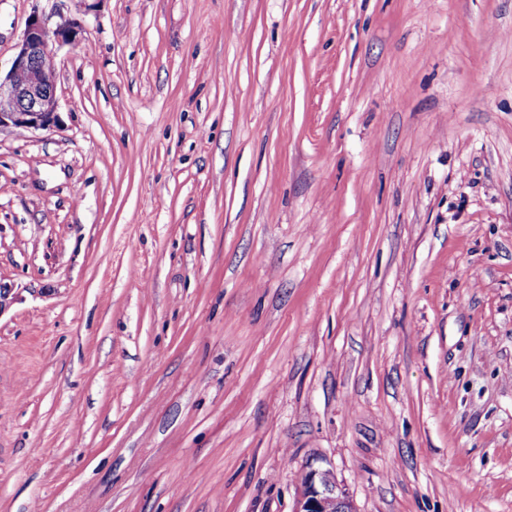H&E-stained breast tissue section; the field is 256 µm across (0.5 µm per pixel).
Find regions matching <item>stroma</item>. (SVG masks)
Here are the masks:
<instances>
[{"label": "stroma", "mask_w": 512, "mask_h": 512, "mask_svg": "<svg viewBox=\"0 0 512 512\" xmlns=\"http://www.w3.org/2000/svg\"><path fill=\"white\" fill-rule=\"evenodd\" d=\"M0 512H512V0H0ZM51 24L34 11L17 43L10 67H0V130H51L57 122L55 49L78 44L81 29L75 17ZM293 512H355L345 490L330 468L305 467L300 492Z\"/></svg>", "instance_id": "obj_1"}]
</instances>
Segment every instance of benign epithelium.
<instances>
[{"instance_id":"1","label":"benign epithelium","mask_w":512,"mask_h":512,"mask_svg":"<svg viewBox=\"0 0 512 512\" xmlns=\"http://www.w3.org/2000/svg\"><path fill=\"white\" fill-rule=\"evenodd\" d=\"M81 29L75 17L53 25L33 12L17 43L10 67L0 74V129L50 130L56 127L55 49L77 45ZM294 512H355L334 472L308 465L301 474Z\"/></svg>"}]
</instances>
